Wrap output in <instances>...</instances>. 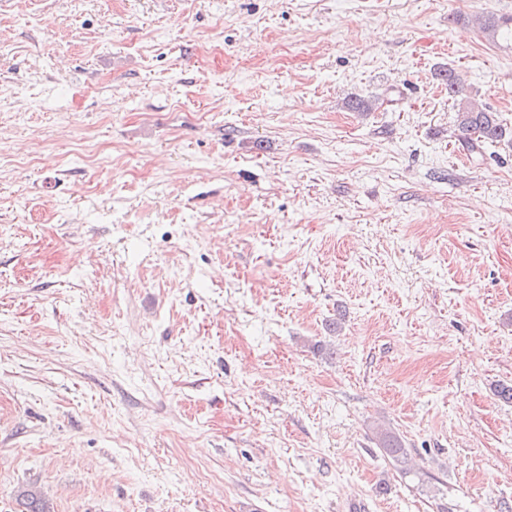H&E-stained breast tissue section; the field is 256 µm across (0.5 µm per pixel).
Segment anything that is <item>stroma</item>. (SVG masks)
<instances>
[{
  "label": "stroma",
  "instance_id": "35a3bbf8",
  "mask_svg": "<svg viewBox=\"0 0 512 512\" xmlns=\"http://www.w3.org/2000/svg\"><path fill=\"white\" fill-rule=\"evenodd\" d=\"M488 17L0 0V512L512 507V141L437 78L512 128ZM437 77L448 86V97L457 106V123L461 139L466 142L472 155L482 156L485 146L501 140L506 128L501 124L496 112L472 106L464 92V81L454 69L440 70Z\"/></svg>",
  "mask_w": 512,
  "mask_h": 512
}]
</instances>
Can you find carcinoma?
Segmentation results:
<instances>
[{
	"label": "carcinoma",
	"mask_w": 512,
	"mask_h": 512,
	"mask_svg": "<svg viewBox=\"0 0 512 512\" xmlns=\"http://www.w3.org/2000/svg\"><path fill=\"white\" fill-rule=\"evenodd\" d=\"M437 77L448 86V97L457 106V123L461 139L466 142L472 155H481L488 143L501 140L506 128L501 124L497 113L472 106L464 92V81L455 70L448 68L439 71ZM380 446L394 462L404 467L408 463L407 450L396 436L383 433ZM25 505L23 512H52L50 503L38 492L27 489L20 492Z\"/></svg>",
	"instance_id": "1"
}]
</instances>
